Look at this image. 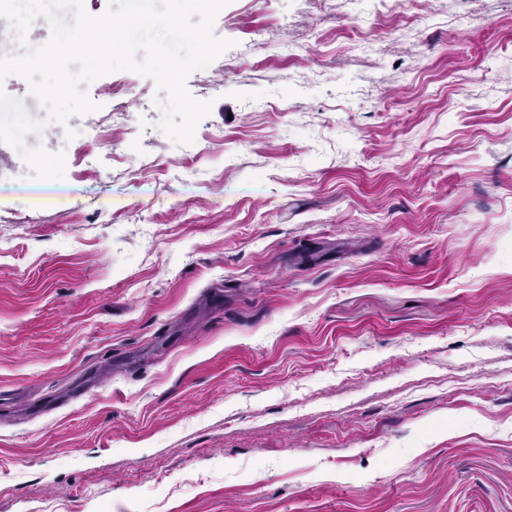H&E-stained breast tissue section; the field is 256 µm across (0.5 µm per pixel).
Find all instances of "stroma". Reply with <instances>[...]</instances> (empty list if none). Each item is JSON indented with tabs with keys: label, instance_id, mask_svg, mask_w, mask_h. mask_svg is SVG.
Segmentation results:
<instances>
[{
	"label": "stroma",
	"instance_id": "stroma-1",
	"mask_svg": "<svg viewBox=\"0 0 512 512\" xmlns=\"http://www.w3.org/2000/svg\"><path fill=\"white\" fill-rule=\"evenodd\" d=\"M214 32L194 144L120 71L62 205L0 146V512H512V0Z\"/></svg>",
	"mask_w": 512,
	"mask_h": 512
}]
</instances>
